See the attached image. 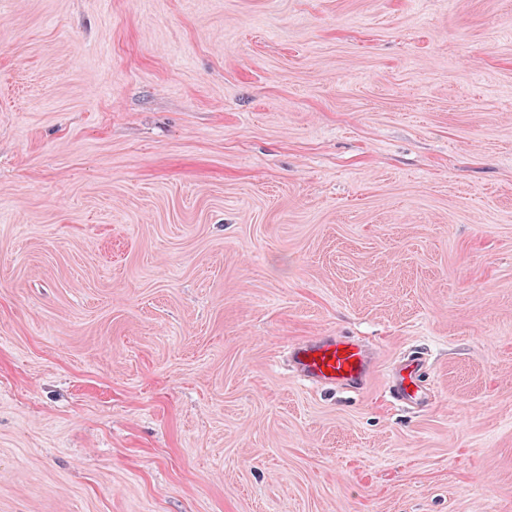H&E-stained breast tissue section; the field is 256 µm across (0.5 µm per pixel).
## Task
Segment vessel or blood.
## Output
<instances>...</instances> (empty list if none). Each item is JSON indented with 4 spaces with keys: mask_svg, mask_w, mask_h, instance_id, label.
<instances>
[{
    "mask_svg": "<svg viewBox=\"0 0 512 512\" xmlns=\"http://www.w3.org/2000/svg\"><path fill=\"white\" fill-rule=\"evenodd\" d=\"M289 362L299 375L312 384H360L370 368V356L359 341L346 336H323L293 346L289 351ZM421 367L417 357H406L402 361L403 375L393 386L399 400H419V391L412 383Z\"/></svg>",
    "mask_w": 512,
    "mask_h": 512,
    "instance_id": "vessel-or-blood-1",
    "label": "vessel or blood"
}]
</instances>
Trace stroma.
Returning a JSON list of instances; mask_svg holds the SVG:
<instances>
[{
    "label": "stroma",
    "mask_w": 512,
    "mask_h": 512,
    "mask_svg": "<svg viewBox=\"0 0 512 512\" xmlns=\"http://www.w3.org/2000/svg\"><path fill=\"white\" fill-rule=\"evenodd\" d=\"M0 512H512V0H0ZM289 362L312 384H360L370 368L366 347L347 336H322L293 346ZM402 366L399 369V381L392 385L396 398L407 402H417L420 399L418 390L410 391V383L415 384L414 378L421 367V359L408 355L402 360ZM408 371L405 375L403 372Z\"/></svg>",
    "instance_id": "obj_1"
}]
</instances>
